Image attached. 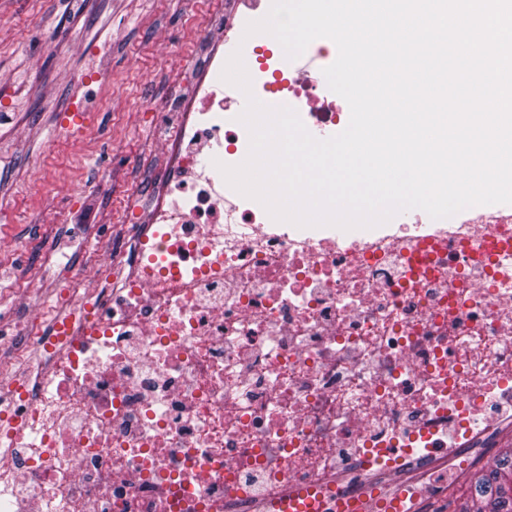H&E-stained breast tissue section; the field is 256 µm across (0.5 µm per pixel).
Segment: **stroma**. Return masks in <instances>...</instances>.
Wrapping results in <instances>:
<instances>
[{
	"label": "stroma",
	"mask_w": 512,
	"mask_h": 512,
	"mask_svg": "<svg viewBox=\"0 0 512 512\" xmlns=\"http://www.w3.org/2000/svg\"><path fill=\"white\" fill-rule=\"evenodd\" d=\"M236 3L0 0L1 334L50 320L56 288L129 241L167 178L169 100L192 95Z\"/></svg>",
	"instance_id": "obj_1"
}]
</instances>
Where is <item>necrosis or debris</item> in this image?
Returning <instances> with one entry per match:
<instances>
[{
	"label": "necrosis or debris",
	"mask_w": 512,
	"mask_h": 512,
	"mask_svg": "<svg viewBox=\"0 0 512 512\" xmlns=\"http://www.w3.org/2000/svg\"><path fill=\"white\" fill-rule=\"evenodd\" d=\"M261 15L219 26L134 239L0 336V512H260L303 486L433 512L512 431L511 211L340 238L227 184L249 139L215 75ZM322 57L272 49L252 88L338 126Z\"/></svg>",
	"instance_id": "1"
}]
</instances>
